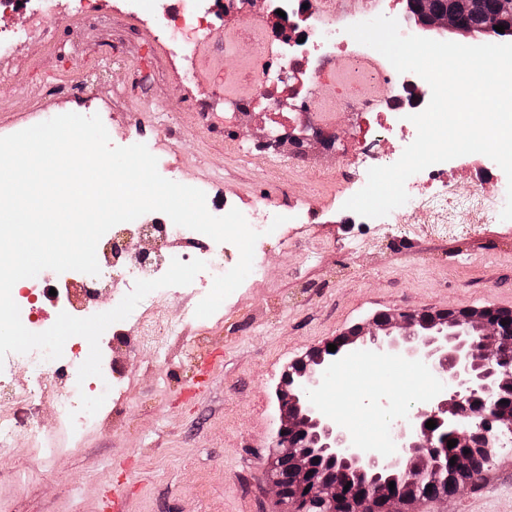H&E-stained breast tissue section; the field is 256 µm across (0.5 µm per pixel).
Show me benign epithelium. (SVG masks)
Returning a JSON list of instances; mask_svg holds the SVG:
<instances>
[{
  "instance_id": "7a95c632",
  "label": "benign epithelium",
  "mask_w": 512,
  "mask_h": 512,
  "mask_svg": "<svg viewBox=\"0 0 512 512\" xmlns=\"http://www.w3.org/2000/svg\"><path fill=\"white\" fill-rule=\"evenodd\" d=\"M483 0H448L441 12L430 9L429 0H409L408 10L423 29L449 31L465 36L474 32L464 19L482 9ZM311 349L283 370L277 385L279 427L269 461V487L284 512H304L277 476L278 461L286 456L295 464L294 486L307 490L336 512L347 500L351 512H372L374 489H384V512H416L417 505L438 495L420 489L404 498L389 489L401 477L432 483L447 471L442 456L447 441L469 453L455 460L453 469L462 475L480 468L491 455L495 435L492 423L499 420L512 428V412L500 404L498 389L512 380V336H504L493 309L448 307L430 314L412 311L381 312L365 323ZM359 353L376 361L402 355L421 366L437 381L430 396L413 403L402 414L389 417L394 452L385 456L376 448L362 446L349 428L320 403L321 390L336 376L337 364L348 354ZM433 420L436 427L426 428ZM322 457L348 473L363 478L356 488L322 477L312 480L311 460Z\"/></svg>"
}]
</instances>
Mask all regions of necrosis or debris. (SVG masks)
<instances>
[{"mask_svg": "<svg viewBox=\"0 0 512 512\" xmlns=\"http://www.w3.org/2000/svg\"><path fill=\"white\" fill-rule=\"evenodd\" d=\"M243 11V25L224 32L225 47L238 40L253 42V56L249 62V85L235 93L234 102L242 116L261 112L274 123H289L290 115L281 112L282 101L296 103L302 116L328 142L339 137L340 119L355 116L356 125L349 135L347 157L329 176L336 181L341 193L350 197L367 182L370 168L387 166L397 161L396 143L404 139V128L393 122L396 112L416 111L417 88L420 76L412 72L398 73L392 64L382 59L371 47L358 44L346 32L323 24V17L338 12L341 0H295L302 5V19L295 33L303 37L305 50L297 55L283 53L281 33L267 17L247 11L249 0H237ZM473 186L461 189L454 169L442 164L432 165L412 175L406 182L408 201L382 217L385 225H396L398 232L411 230L416 224H447L449 218H459L464 224H490L499 221L505 205V189L498 175L490 169L470 172ZM152 229L162 243L148 260L132 253L126 242L114 231H107L99 240V247L108 249L116 267L121 268L124 291H131L136 281L161 277L168 270L172 257L163 243L174 236L183 237L188 250L182 253V262L199 259L205 262L204 271L186 286H171L149 293L141 302L138 317L140 347L162 351L179 329L178 319L154 320L151 316L158 298L182 295L202 300L211 290L216 276L225 272L224 257L227 246L200 232L163 222H155ZM57 273H43L41 278L24 283L32 298L24 306L29 313L25 327L42 332L44 325L36 314L43 298L54 297L61 311L77 318L96 313V290L91 286L92 275L80 274L82 299L71 303L67 294L52 293L51 283ZM103 377L95 384H78V369L82 354L76 348L64 349L60 358L45 359L42 352L11 353L0 362V459H10L22 429L14 413L15 405L29 397L49 393L59 402L61 417L73 433H82L93 417L80 409L81 395L96 397L103 394L112 373V340L100 341ZM30 368L28 383L17 384L15 374L21 368Z\"/></svg>", "mask_w": 512, "mask_h": 512, "instance_id": "necrosis-or-debris-1", "label": "necrosis or debris"}]
</instances>
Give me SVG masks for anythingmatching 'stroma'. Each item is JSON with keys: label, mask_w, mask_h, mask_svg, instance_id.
<instances>
[{"label": "stroma", "mask_w": 512, "mask_h": 512, "mask_svg": "<svg viewBox=\"0 0 512 512\" xmlns=\"http://www.w3.org/2000/svg\"><path fill=\"white\" fill-rule=\"evenodd\" d=\"M97 2L89 45L66 16L69 0H48L47 40L24 37L23 12L0 17V30L20 35L10 68L0 70V137L96 112L113 145L145 132L158 165L207 200L245 209L265 185L287 182L308 211L265 239L254 252L264 277L246 278L210 317H196L181 296L157 305L155 317L178 316L182 326L162 354L115 351L112 380L122 396L104 423L74 435L50 395L19 403L24 429L13 460L0 463V512H101L109 498L120 512H280L266 463L284 368L379 311L512 309V222L462 235L418 224L384 238L375 225L347 222L335 184L262 166L271 124L240 128L246 153L208 128L206 114L235 106L198 59L167 57L155 25L124 0ZM363 384L389 413L433 391L397 372ZM419 512H512V451H497L477 487Z\"/></svg>", "instance_id": "stroma-1"}]
</instances>
